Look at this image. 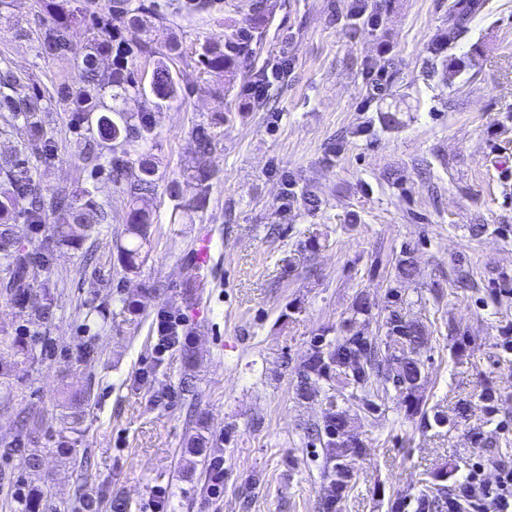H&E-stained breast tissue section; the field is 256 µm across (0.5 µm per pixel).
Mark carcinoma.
Masks as SVG:
<instances>
[{
    "label": "carcinoma",
    "instance_id": "1",
    "mask_svg": "<svg viewBox=\"0 0 512 512\" xmlns=\"http://www.w3.org/2000/svg\"><path fill=\"white\" fill-rule=\"evenodd\" d=\"M48 21L44 30L43 54L56 59H67L72 52V37L78 25L91 21L92 37L88 52L74 59L82 87L73 91L69 85L58 90V101L68 103L77 97L79 111L88 123L89 137L79 144L78 157L100 167L103 149L110 152L109 164L114 187L130 197L129 212L121 231L124 244L118 248V261L122 270L135 273L144 261V249L150 241V214L144 202L153 194L158 181L157 169L151 157L153 126L151 111L169 107L184 90L180 76L161 64L153 70V80L147 85L137 81L127 67L120 64L105 74L98 68V57L112 52V16L122 17L127 26L142 35L149 31L146 16L157 20L168 19L167 13L157 7L146 5L143 0H108L107 14L97 16L82 0H40ZM482 6L480 0H454L451 6V22L459 27ZM273 11L268 0H250L246 24L237 27L224 40H206L195 48L197 62L204 73L215 78L214 90L230 94L236 87L238 77L243 75L245 63H253L262 54L263 43L272 23ZM286 65L268 68L263 65L252 73L253 83L260 88L259 99L265 104L270 98L273 82L281 81ZM13 75L0 70V112H9L16 131L38 137L42 133L39 121L44 111L37 102L25 100L11 94ZM112 98V107H106L101 98ZM129 96L144 99L147 108L140 115L129 114L121 108ZM189 137L199 156V166L192 179L196 183L197 195L193 203L183 202L181 184L173 181L167 191L176 201L175 209L186 211L200 208L206 199L214 171L210 158L221 144V132L210 123L200 122L189 130ZM0 174L4 175V189L0 191V273L1 282L12 300L28 312V324L20 336L0 337V405L10 404L16 397L9 372L22 365H31L38 359L37 344L47 346L44 329L54 315V299L50 293H37L34 283L48 271L54 252L61 247L78 248L91 236L92 226L108 223L109 214L95 205L87 189L77 194L58 191L50 197L43 195L34 182L28 167L20 160ZM288 198L305 206H318L319 199L309 185L297 180L289 183ZM24 216L32 225L51 224L52 235L39 249L33 251L17 235L15 222ZM383 342L376 336H363L356 331L334 340L323 337L315 341L311 352L302 365L297 385L299 396H313L315 384L328 380L341 371L348 372L347 384L350 397L361 401L369 410L377 408L376 399L394 388L405 394L406 412L416 414L420 410L419 382L423 369L417 350L426 341L419 324L407 320L401 310H389L385 319ZM405 339L410 346L406 353L391 351L393 342ZM91 393L87 389L68 393L60 407L69 423L70 433L79 432L84 413L90 406ZM312 440L319 442L325 453L323 475L329 479L336 493L327 497L323 512H339V504L346 492L350 472L343 461L350 455L362 453L363 446L349 429L348 411L337 403L329 402V409L320 424L310 428ZM213 436L209 435L207 423L200 416L195 419V433L189 436L185 453L201 457L214 473L221 464L207 459V450ZM14 512H129V504L120 498L109 501L103 496H94L84 487H79L74 502L62 509L42 491L25 490L20 483L12 495ZM448 486L423 493L417 499L416 512H447Z\"/></svg>",
    "mask_w": 512,
    "mask_h": 512
}]
</instances>
